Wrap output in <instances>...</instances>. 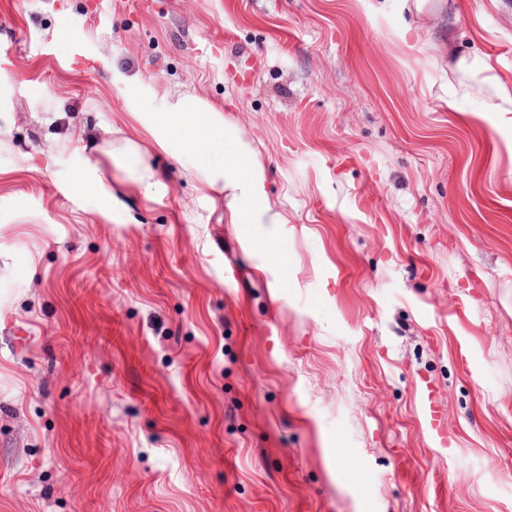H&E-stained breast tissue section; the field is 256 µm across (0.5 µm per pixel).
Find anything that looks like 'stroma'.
<instances>
[{
    "mask_svg": "<svg viewBox=\"0 0 512 512\" xmlns=\"http://www.w3.org/2000/svg\"><path fill=\"white\" fill-rule=\"evenodd\" d=\"M436 2L0 0V512H512V113L471 116L512 0ZM184 92L256 149L287 271L139 123ZM477 60L478 57L470 59V57L458 56L454 52L446 54L443 46L435 47V54L430 57V63L448 65V99H463L471 95L472 87L468 83V76L473 73ZM419 406L424 416L432 442L439 448H449L448 435L441 423V405L438 389L428 380L420 379L418 385Z\"/></svg>",
    "mask_w": 512,
    "mask_h": 512,
    "instance_id": "obj_1",
    "label": "stroma"
}]
</instances>
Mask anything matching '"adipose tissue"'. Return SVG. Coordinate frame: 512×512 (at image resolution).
I'll use <instances>...</instances> for the list:
<instances>
[{"label":"adipose tissue","mask_w":512,"mask_h":512,"mask_svg":"<svg viewBox=\"0 0 512 512\" xmlns=\"http://www.w3.org/2000/svg\"><path fill=\"white\" fill-rule=\"evenodd\" d=\"M431 64L447 65L448 97L471 95L468 77L475 59L437 47ZM143 125L163 148L184 155L219 148L222 162L196 168L195 175L208 189L224 195V221L244 233L251 250L267 255L277 240V226L284 223L282 211L264 186V169L242 129L227 120L215 106L192 95L167 103L161 111L141 113Z\"/></svg>","instance_id":"adipose-tissue-1"}]
</instances>
